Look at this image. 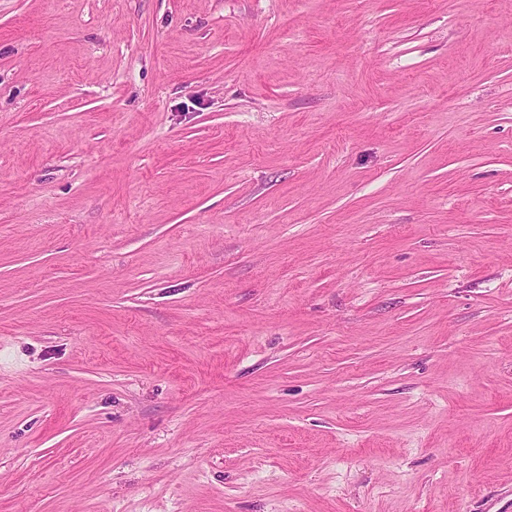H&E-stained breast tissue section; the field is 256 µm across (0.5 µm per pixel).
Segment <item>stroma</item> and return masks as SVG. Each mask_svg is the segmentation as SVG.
Wrapping results in <instances>:
<instances>
[{"instance_id": "obj_1", "label": "stroma", "mask_w": 512, "mask_h": 512, "mask_svg": "<svg viewBox=\"0 0 512 512\" xmlns=\"http://www.w3.org/2000/svg\"><path fill=\"white\" fill-rule=\"evenodd\" d=\"M0 512H512V0H0Z\"/></svg>"}]
</instances>
